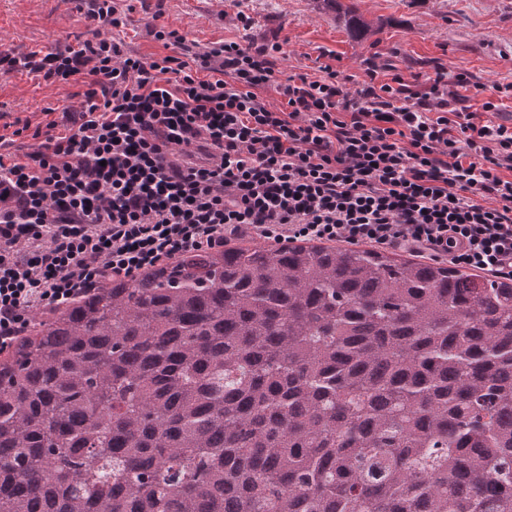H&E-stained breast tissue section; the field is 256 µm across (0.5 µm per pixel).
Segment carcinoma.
I'll return each instance as SVG.
<instances>
[{
	"mask_svg": "<svg viewBox=\"0 0 512 512\" xmlns=\"http://www.w3.org/2000/svg\"><path fill=\"white\" fill-rule=\"evenodd\" d=\"M0 361V512H512V278L191 251Z\"/></svg>",
	"mask_w": 512,
	"mask_h": 512,
	"instance_id": "obj_1",
	"label": "carcinoma"
}]
</instances>
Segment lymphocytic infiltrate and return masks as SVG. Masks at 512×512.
<instances>
[{
    "label": "lymphocytic infiltrate",
    "instance_id": "f902f5d3",
    "mask_svg": "<svg viewBox=\"0 0 512 512\" xmlns=\"http://www.w3.org/2000/svg\"><path fill=\"white\" fill-rule=\"evenodd\" d=\"M155 37L170 55L106 38L0 53V73L82 97L35 151L0 135V351L67 299L234 239L404 247L512 276V125L488 120L486 84L370 71L350 92L329 65L279 80V43ZM448 84L481 112L444 99Z\"/></svg>",
    "mask_w": 512,
    "mask_h": 512
}]
</instances>
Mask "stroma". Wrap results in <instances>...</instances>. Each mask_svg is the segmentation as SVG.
<instances>
[{
  "instance_id": "35a3bbf8",
  "label": "stroma",
  "mask_w": 512,
  "mask_h": 512,
  "mask_svg": "<svg viewBox=\"0 0 512 512\" xmlns=\"http://www.w3.org/2000/svg\"><path fill=\"white\" fill-rule=\"evenodd\" d=\"M127 17L123 31L100 28L86 16L84 0H0V52L23 55L75 43L93 34L121 41L125 51L162 57L169 50L152 25L178 30L206 47L235 41L245 47L284 43L281 78L318 75L329 65L356 89L366 71L387 80L389 68L404 77L438 69L468 71L488 88L512 85V0H115ZM361 16L354 34L345 13ZM75 84L47 83L24 72L0 74V134L15 121L30 129L18 138L33 145L31 130L48 122V110L78 107Z\"/></svg>"
}]
</instances>
